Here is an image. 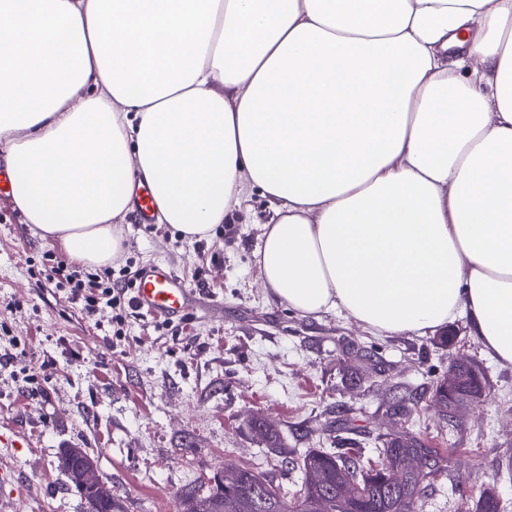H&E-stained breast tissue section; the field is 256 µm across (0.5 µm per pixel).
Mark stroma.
<instances>
[{
	"label": "stroma",
	"mask_w": 512,
	"mask_h": 512,
	"mask_svg": "<svg viewBox=\"0 0 512 512\" xmlns=\"http://www.w3.org/2000/svg\"><path fill=\"white\" fill-rule=\"evenodd\" d=\"M270 201L253 192L211 240H183L170 225H120L115 267L163 263L201 289L183 320L139 314L124 338L112 313L69 301L46 275L66 259L0 193V512H80L56 468L62 448L88 449L126 512H176L179 493L227 467L273 471L276 455L254 434L260 415L295 455L316 448L373 454L406 432L448 459L430 481L423 512H470L472 493L496 487L512 502V366L501 365L452 323L450 348L434 334L385 336L346 316L301 315L270 300L257 253ZM376 350V376L360 355ZM478 364V403L443 423L428 403L450 360ZM416 398L411 417L389 421L394 397Z\"/></svg>",
	"instance_id": "1"
}]
</instances>
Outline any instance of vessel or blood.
<instances>
[{
	"mask_svg": "<svg viewBox=\"0 0 512 512\" xmlns=\"http://www.w3.org/2000/svg\"><path fill=\"white\" fill-rule=\"evenodd\" d=\"M191 295V290L167 267L143 268L134 276L133 304L142 314L170 320L182 318Z\"/></svg>",
	"mask_w": 512,
	"mask_h": 512,
	"instance_id": "1",
	"label": "vessel or blood"
}]
</instances>
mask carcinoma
Here are the masks:
<instances>
[{"instance_id": "obj_1", "label": "carcinoma", "mask_w": 512, "mask_h": 512, "mask_svg": "<svg viewBox=\"0 0 512 512\" xmlns=\"http://www.w3.org/2000/svg\"><path fill=\"white\" fill-rule=\"evenodd\" d=\"M408 452L422 453L428 463L427 475L444 470V457L426 448L418 439H387L377 460L363 459L356 448H338L306 453L302 458L283 457L281 467L308 473L318 469L334 483L346 476L357 485V497L336 505L335 512H422L424 487H405L392 475L395 459ZM305 484L288 492L281 490L271 473L243 467L238 484L230 486L218 479L213 484L189 486L177 498V512H305ZM82 512H125L123 501L112 496L100 504L87 492H80ZM475 512H507V504L492 488H485L475 504Z\"/></svg>"}]
</instances>
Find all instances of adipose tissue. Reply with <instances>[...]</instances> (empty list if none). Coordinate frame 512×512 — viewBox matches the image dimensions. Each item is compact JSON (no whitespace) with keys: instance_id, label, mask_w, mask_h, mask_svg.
<instances>
[{"instance_id":"ef3b65f1","label":"adipose tissue","mask_w":512,"mask_h":512,"mask_svg":"<svg viewBox=\"0 0 512 512\" xmlns=\"http://www.w3.org/2000/svg\"><path fill=\"white\" fill-rule=\"evenodd\" d=\"M0 141L79 263L137 183L188 241L258 190L270 299L512 365V0H0Z\"/></svg>"}]
</instances>
